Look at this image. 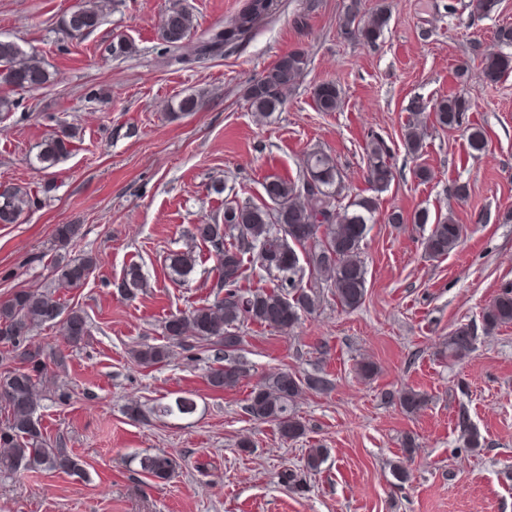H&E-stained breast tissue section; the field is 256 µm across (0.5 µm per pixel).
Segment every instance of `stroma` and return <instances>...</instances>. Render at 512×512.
<instances>
[{"label": "stroma", "instance_id": "stroma-1", "mask_svg": "<svg viewBox=\"0 0 512 512\" xmlns=\"http://www.w3.org/2000/svg\"><path fill=\"white\" fill-rule=\"evenodd\" d=\"M76 2L0 0V38L35 52L52 74L32 95L0 85V95L16 102L0 117V182L32 200L18 223L0 224V301L19 290L49 291L87 317L89 333L78 346L51 326L32 338L45 355L67 356L65 367L49 369L41 423L81 459L85 474L0 476V512H512L505 476L512 469V325L479 335L466 358L449 359L445 349L456 326L481 327L482 307L512 283V222L502 220L512 210V69L490 81L481 65L482 52L497 47L496 29L512 25V0H500L488 16L470 0H363L365 10L390 14L370 46L341 37L344 0H283L234 53L193 67L166 59L163 17L174 8L192 14V48L243 0H112L97 29L71 40L60 20ZM117 37L135 53L113 57ZM500 50L512 57V46ZM296 51L307 66L287 108L258 117L244 97L250 81ZM325 81L339 88L341 110H319L315 90ZM188 93L200 96V111L175 115L173 105ZM450 95L470 99L464 122L484 129L485 149L472 151L463 130L431 126L422 158L408 156L411 103ZM63 125L76 131L70 156L39 170L38 144ZM374 138L390 146L395 172L377 195L366 181ZM315 150L343 173L337 207L376 198L361 243L364 299L343 308L307 268L313 246L298 247L303 285L318 297L314 312L290 331L242 320L235 361L244 377L237 387L212 389L214 352L183 348L165 330L170 316L216 291L214 251L187 231L222 215L225 199L261 202L267 177H297ZM422 164L432 171L426 182L416 175ZM217 181L223 194L210 190ZM457 183L468 184L467 197L454 195ZM395 210L407 223H388ZM421 210L429 223H410ZM448 214L462 224V242L429 258L430 222ZM60 224L81 227L64 248L54 244ZM189 249L194 270L174 280L167 257ZM85 252L98 258L85 284L60 283L55 261ZM133 266L143 286L130 296L121 283ZM147 346L167 347L168 358L137 365L135 351ZM362 361L376 365L372 378L357 375ZM284 369L332 382L297 398L304 434L293 441L245 412L253 387ZM405 387L426 392V408L403 412L394 396ZM57 388L68 391L67 403L55 402ZM178 395L194 398L196 413L158 415L160 399ZM462 409L485 439L480 454L463 447ZM243 439L251 443L245 452ZM409 439L417 450L401 482L393 467ZM312 448L324 449L325 460L310 473L304 458ZM154 454L175 460L173 478L142 470L141 457ZM290 469L303 491L289 489Z\"/></svg>", "mask_w": 512, "mask_h": 512}]
</instances>
